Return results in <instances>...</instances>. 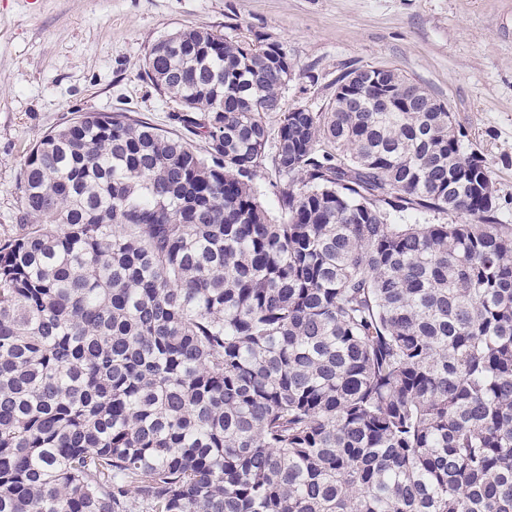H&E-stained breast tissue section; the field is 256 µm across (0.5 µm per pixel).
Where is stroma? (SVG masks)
<instances>
[{
    "mask_svg": "<svg viewBox=\"0 0 512 512\" xmlns=\"http://www.w3.org/2000/svg\"><path fill=\"white\" fill-rule=\"evenodd\" d=\"M188 27L282 44L286 110L328 111L345 73L398 69L447 106L512 224V0H0V236L18 231L31 148L80 113L124 112L203 148L142 69Z\"/></svg>",
    "mask_w": 512,
    "mask_h": 512,
    "instance_id": "1",
    "label": "stroma"
}]
</instances>
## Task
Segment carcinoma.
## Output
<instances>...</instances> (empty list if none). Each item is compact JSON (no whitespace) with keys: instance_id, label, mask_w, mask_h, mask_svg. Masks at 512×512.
I'll list each match as a JSON object with an SVG mask.
<instances>
[{"instance_id":"1","label":"carcinoma","mask_w":512,"mask_h":512,"mask_svg":"<svg viewBox=\"0 0 512 512\" xmlns=\"http://www.w3.org/2000/svg\"><path fill=\"white\" fill-rule=\"evenodd\" d=\"M143 68L206 147L85 112L30 150L0 512H512V224L445 104L354 70L284 112L283 46L204 29Z\"/></svg>"}]
</instances>
